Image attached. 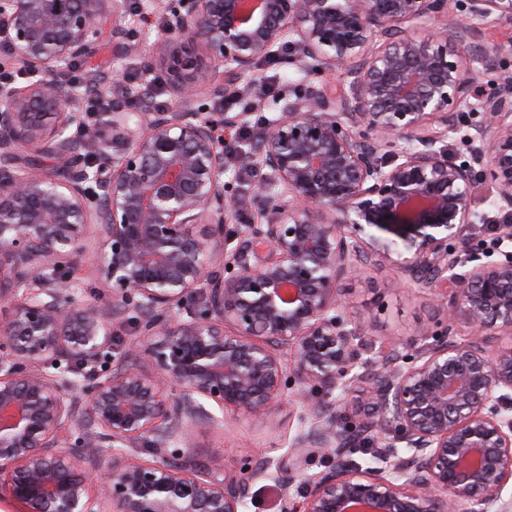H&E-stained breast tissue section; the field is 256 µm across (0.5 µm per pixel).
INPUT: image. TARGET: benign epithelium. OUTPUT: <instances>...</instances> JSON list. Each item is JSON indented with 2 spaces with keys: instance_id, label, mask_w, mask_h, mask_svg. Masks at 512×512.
Returning a JSON list of instances; mask_svg holds the SVG:
<instances>
[{
  "instance_id": "benign-epithelium-1",
  "label": "benign epithelium",
  "mask_w": 512,
  "mask_h": 512,
  "mask_svg": "<svg viewBox=\"0 0 512 512\" xmlns=\"http://www.w3.org/2000/svg\"><path fill=\"white\" fill-rule=\"evenodd\" d=\"M448 2L177 0L153 53L187 111L159 112L142 91L92 129L46 76L92 54L107 17L135 36L124 0H0V43L29 77L0 93V300L13 303L0 319V493L27 512H242L251 485L273 480L282 512H506L512 347H489L512 333V225L494 226L497 257L481 261L472 187L491 181L512 212V73L479 95L451 43L512 21V0H463L452 24ZM287 44L309 75L341 67L345 83L278 101L236 163L259 174L270 219L230 224L224 128L250 113L207 112L199 91ZM462 104L482 121L465 124ZM462 131L459 163L441 144ZM93 225L108 307L78 299L73 279ZM372 261L397 264L444 315L377 371L338 288ZM459 322L470 340L455 339ZM358 381L366 421L330 402ZM290 390L321 401L287 455L231 472L192 463V426L264 419ZM375 434L388 440L379 465L349 464ZM141 444L162 456H136ZM318 455L336 462L307 473Z\"/></svg>"
}]
</instances>
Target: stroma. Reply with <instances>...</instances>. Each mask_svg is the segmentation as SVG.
<instances>
[{
    "instance_id": "stroma-1",
    "label": "stroma",
    "mask_w": 512,
    "mask_h": 512,
    "mask_svg": "<svg viewBox=\"0 0 512 512\" xmlns=\"http://www.w3.org/2000/svg\"><path fill=\"white\" fill-rule=\"evenodd\" d=\"M161 9H148L144 17L132 18L137 38L125 42L112 33L111 24H103V36L97 51L82 61V77L104 75V87L113 98L128 99L136 89L127 82L128 71H136L140 80L161 77L163 64L152 55V44L158 36L153 26L154 18L161 16ZM512 42V25L504 23L497 28L483 31L481 36L454 45L453 50L468 74L476 77L484 93L496 90L493 74L487 73L476 51L479 46L492 42ZM270 82V94H258L262 82ZM307 79L302 68L280 57L261 61L254 75L241 77L236 85L241 99L251 104L255 113L268 115L277 99L304 87ZM257 128L224 132V147L229 155L224 159L225 178L233 184L234 191L243 204L234 221L249 224L257 218V207L251 194L254 177L237 172L231 157L232 151L244 148L256 139ZM404 274L397 266L384 263L369 265L359 273L345 276L340 282L341 296L350 319L363 325L366 341L374 350H382L415 336L421 326L441 320L443 313L435 298L428 292L403 284ZM312 419L311 407L300 406L294 397H287L278 411L270 418L256 421L247 417L225 418L223 427L214 428L200 423L189 435L192 456L197 465L236 470L242 465L257 466L266 461L283 457L293 438ZM222 447L223 458H213L210 450Z\"/></svg>"
}]
</instances>
